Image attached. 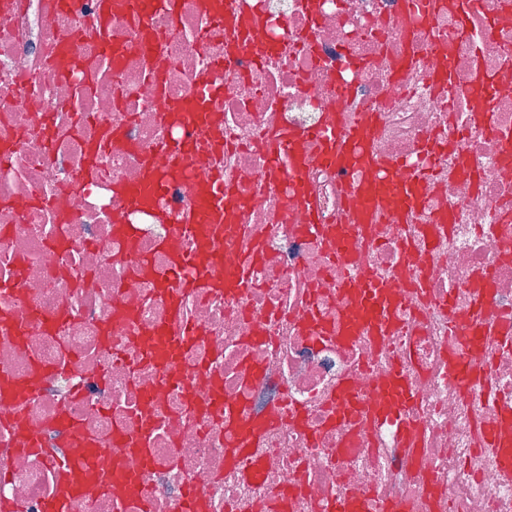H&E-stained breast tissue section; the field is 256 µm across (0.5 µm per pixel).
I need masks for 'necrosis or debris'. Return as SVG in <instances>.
Segmentation results:
<instances>
[{"instance_id":"necrosis-or-debris-1","label":"necrosis or debris","mask_w":512,"mask_h":512,"mask_svg":"<svg viewBox=\"0 0 512 512\" xmlns=\"http://www.w3.org/2000/svg\"><path fill=\"white\" fill-rule=\"evenodd\" d=\"M99 8L0 0V149L14 154L0 169V308L17 326L0 328V375L30 384L29 396L0 401V512H45L57 497L60 465L74 453L58 425L66 412L104 445L67 512H178L189 486L199 512H328L342 495L358 512L388 503L512 512V470L484 445L489 432L512 435V343L459 344L448 321L452 309L469 316L485 287L487 319L512 322V0H479L471 11L446 0L432 13L401 11L399 0H246L261 30L241 26L243 55L221 69L214 63L230 44L202 0H181L174 18L156 10L148 53L122 12L90 33ZM460 14L463 40L453 33ZM203 78L223 89L209 103L211 123L162 117V100L196 94ZM478 98L491 126L474 116ZM332 112L343 127L378 113L374 154L397 163L398 180L432 175L416 213L379 216L373 243L352 230L360 202L347 186L366 168L339 172L313 141L300 149L296 182L262 142L275 130L319 128ZM180 140L196 148L185 162L164 154ZM149 152L169 179L155 204L134 206L115 187L140 181ZM213 173L253 202L225 205L224 227L202 239L186 225L197 185ZM299 192L348 235L356 266L301 232ZM429 224L444 227L431 248ZM170 238L204 276L215 257L259 244L269 260L251 268L248 291L181 294L186 272L161 247ZM369 273L392 290L396 329L343 347L314 342L303 318H356L345 286H365ZM175 304L198 333L170 343L166 381L149 334L170 327ZM453 353L487 363L483 384L449 381ZM37 362L54 374L33 377ZM346 376L366 410L348 428L328 409ZM217 385L248 401L245 429L264 431L256 478L225 458L229 431L210 404ZM281 404L302 408V421L268 427ZM407 424L419 428L410 439ZM118 432L147 433L148 468L111 445ZM28 435L36 445L26 451Z\"/></svg>"}]
</instances>
